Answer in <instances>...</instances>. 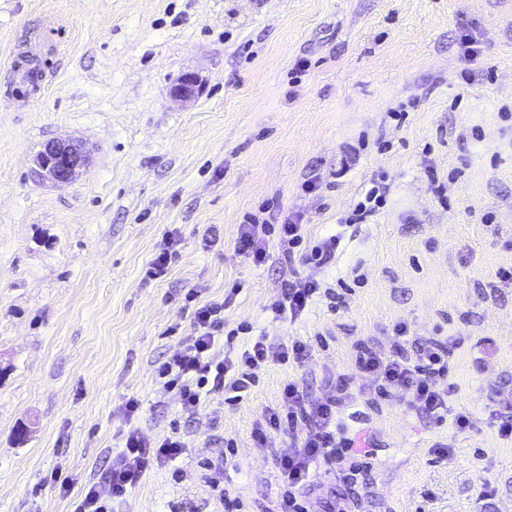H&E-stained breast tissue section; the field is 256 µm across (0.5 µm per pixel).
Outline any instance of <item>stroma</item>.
<instances>
[{
	"instance_id": "stroma-1",
	"label": "stroma",
	"mask_w": 512,
	"mask_h": 512,
	"mask_svg": "<svg viewBox=\"0 0 512 512\" xmlns=\"http://www.w3.org/2000/svg\"><path fill=\"white\" fill-rule=\"evenodd\" d=\"M30 57L46 80L25 107L17 70ZM187 72L203 92L182 107L168 90ZM58 138L91 153L65 187L33 172ZM374 187L382 204L357 219ZM253 218L303 224L310 248L336 237V255L291 263L272 245L255 266L237 249ZM169 235L167 274L146 280ZM505 271L512 0H0V512H71L132 427L186 448L112 512H285L277 460L306 426L262 442L253 431L291 380L315 398L335 382L347 437L371 439L354 477L319 470L308 512H512V438L498 431L512 414ZM298 278L328 295L273 320ZM234 283L224 320L237 335L214 357L259 335L303 340L311 357L257 370L241 403L182 416L154 369L191 334L183 294L220 298ZM400 322L412 339L399 345ZM450 337L437 386L469 430L361 377L360 356L412 357ZM205 458L224 462L223 497Z\"/></svg>"
}]
</instances>
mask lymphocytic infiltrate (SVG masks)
Returning <instances> with one entry per match:
<instances>
[{
	"label": "lymphocytic infiltrate",
	"instance_id": "1",
	"mask_svg": "<svg viewBox=\"0 0 512 512\" xmlns=\"http://www.w3.org/2000/svg\"><path fill=\"white\" fill-rule=\"evenodd\" d=\"M271 234L277 235L285 259H292L295 248L303 240L302 227L298 224L241 225L238 248L254 263H265L267 237ZM238 291V286H231L223 299L204 303L200 302L197 289H188L184 294L185 305L193 309L191 336L180 351L160 364L156 378L164 392L177 396L184 414H196L209 394H229L234 401L243 400L255 384L257 370L269 360L300 365L310 356L308 345L301 340L275 347L261 335L240 349L235 357L215 360L211 351L224 334V310ZM319 292L317 282L302 279L289 282L270 309L278 318L298 317ZM359 364L381 394L394 390L407 393L409 404L417 414L443 420L448 411V395L437 389L436 381L449 371L445 342L426 343L414 359L394 353H371L360 357ZM300 418L308 421L309 428L299 448L280 457L278 465L289 487L301 490L308 486L314 467L322 461H337L344 475H352V460L365 454V447L343 436L336 417L335 397L309 400L297 381L284 385L279 406L268 411L264 426L256 428L254 434L264 437L267 431L279 430L284 423ZM185 448L184 441L176 436L151 442L138 430H128L122 448L112 456L111 465L102 477L88 482L74 512H112L113 502L124 498L153 463L173 462Z\"/></svg>",
	"mask_w": 512,
	"mask_h": 512
}]
</instances>
